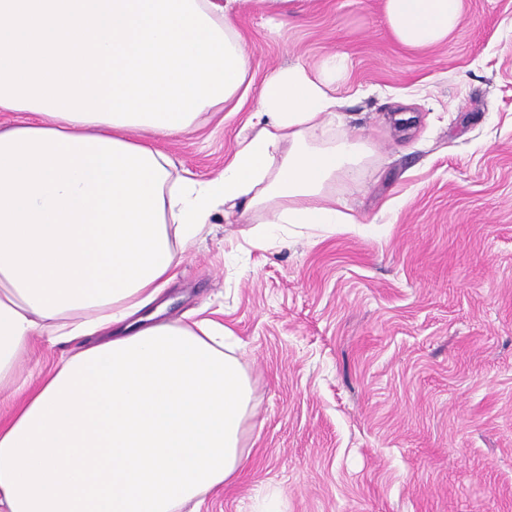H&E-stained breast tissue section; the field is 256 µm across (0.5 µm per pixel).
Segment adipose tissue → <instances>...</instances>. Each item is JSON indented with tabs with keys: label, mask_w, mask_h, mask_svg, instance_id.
Returning <instances> with one entry per match:
<instances>
[{
	"label": "adipose tissue",
	"mask_w": 512,
	"mask_h": 512,
	"mask_svg": "<svg viewBox=\"0 0 512 512\" xmlns=\"http://www.w3.org/2000/svg\"><path fill=\"white\" fill-rule=\"evenodd\" d=\"M296 0H0V389L35 336L84 340L0 424V512H179L237 477L253 386L223 324L144 310L176 278L212 216L250 240L289 224L349 229L336 179L363 144L331 136L345 69L296 63L266 80L214 178L172 174L161 139L202 113L240 111L245 8L281 22ZM398 43L426 48L461 0H383Z\"/></svg>",
	"instance_id": "ef3b65f1"
}]
</instances>
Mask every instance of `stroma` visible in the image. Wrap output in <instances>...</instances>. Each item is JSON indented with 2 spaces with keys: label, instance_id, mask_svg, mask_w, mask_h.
Masks as SVG:
<instances>
[{
  "label": "stroma",
  "instance_id": "obj_1",
  "mask_svg": "<svg viewBox=\"0 0 512 512\" xmlns=\"http://www.w3.org/2000/svg\"><path fill=\"white\" fill-rule=\"evenodd\" d=\"M237 24L257 89L347 54L332 130L370 157L334 189L358 230L256 248L219 213L183 253L164 318L223 321L254 393L237 482L181 512H258L272 493L283 512H512V0H463L426 50L392 39L381 0ZM249 115L205 113L159 146L208 180ZM81 347L34 338L22 392Z\"/></svg>",
  "mask_w": 512,
  "mask_h": 512
}]
</instances>
